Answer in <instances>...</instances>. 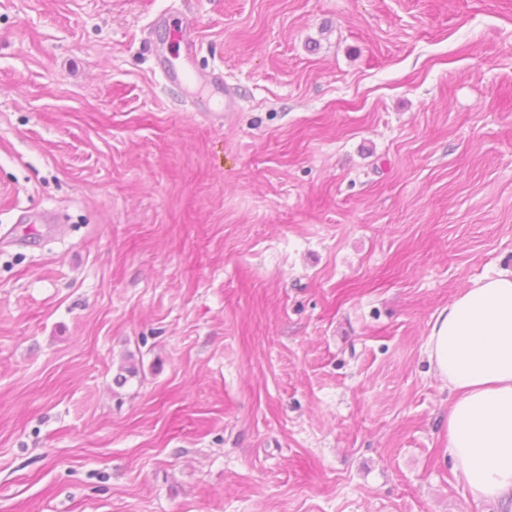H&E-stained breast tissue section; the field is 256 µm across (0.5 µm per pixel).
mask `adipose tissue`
I'll return each instance as SVG.
<instances>
[{"mask_svg": "<svg viewBox=\"0 0 512 512\" xmlns=\"http://www.w3.org/2000/svg\"><path fill=\"white\" fill-rule=\"evenodd\" d=\"M425 352L448 384V458L468 500L512 512V270L474 281L440 309Z\"/></svg>", "mask_w": 512, "mask_h": 512, "instance_id": "adipose-tissue-1", "label": "adipose tissue"}]
</instances>
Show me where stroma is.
<instances>
[{
	"mask_svg": "<svg viewBox=\"0 0 512 512\" xmlns=\"http://www.w3.org/2000/svg\"><path fill=\"white\" fill-rule=\"evenodd\" d=\"M1 235L0 512H498L425 342L512 266V0H0ZM193 33V24L188 20L181 19L173 27L169 47L157 49L160 72L167 86L182 90L186 104L193 106L199 97L212 101L215 107L195 112H201L199 115L211 126L223 127L224 118L238 107V92L224 81L222 72L202 74L195 70Z\"/></svg>",
	"mask_w": 512,
	"mask_h": 512,
	"instance_id": "35a3bbf8",
	"label": "stroma"
}]
</instances>
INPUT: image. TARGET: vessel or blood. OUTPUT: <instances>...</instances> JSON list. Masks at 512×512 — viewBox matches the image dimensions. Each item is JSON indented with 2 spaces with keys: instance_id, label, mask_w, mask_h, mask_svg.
I'll return each instance as SVG.
<instances>
[{
  "instance_id": "1",
  "label": "vessel or blood",
  "mask_w": 512,
  "mask_h": 512,
  "mask_svg": "<svg viewBox=\"0 0 512 512\" xmlns=\"http://www.w3.org/2000/svg\"><path fill=\"white\" fill-rule=\"evenodd\" d=\"M193 33L190 21L182 20L174 26L169 47L157 52L160 72L166 85L182 90L186 104H195L200 97L212 101V108L202 111L201 116L211 126L220 127L225 118L236 111L239 96L225 82L222 72L202 74L196 71Z\"/></svg>"
}]
</instances>
